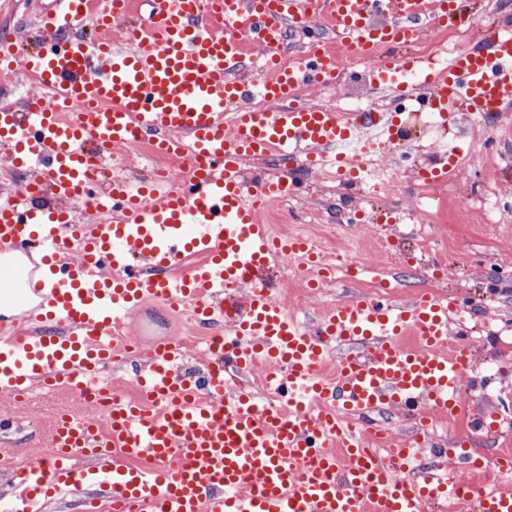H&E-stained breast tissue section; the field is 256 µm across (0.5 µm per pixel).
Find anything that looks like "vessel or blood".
I'll list each match as a JSON object with an SVG mask.
<instances>
[{
  "mask_svg": "<svg viewBox=\"0 0 512 512\" xmlns=\"http://www.w3.org/2000/svg\"><path fill=\"white\" fill-rule=\"evenodd\" d=\"M155 3L144 22L134 18L139 0H54L35 49L0 42V71L34 75L40 88L0 108V151L30 173L0 198V277L22 301L18 320L0 326V398L63 389L86 408L52 419L47 453L18 470L8 501L42 512L92 480L109 512H424L450 496L464 512H512V486L460 480L480 458L424 464L415 430L393 435L385 455L368 447L376 413L467 416L468 328L451 331L447 302L422 291L343 301L298 323L273 294L274 262L296 257L295 275L312 289L316 257L302 237H273L260 213L300 183L243 176L247 161L271 152L308 171L334 159L357 175L362 164L335 155L338 142L373 154L383 125L387 142L407 141L379 112L349 118L293 104L300 87L347 84L358 62L369 90L394 92L396 111L414 104L444 130L466 111L512 109V33L482 35L444 65L409 50L427 34L421 18L445 25L458 0ZM253 52L265 64L257 83L242 77ZM258 89L262 112L247 106ZM145 136L180 156L190 177L116 174V151ZM448 157L423 171V188L447 180ZM86 200L106 219L75 221ZM149 304L201 321L230 315L231 339L208 342L204 366L183 373L185 346L143 321ZM134 317L136 401L103 379ZM405 335L415 348L400 345ZM334 346L343 353L327 375ZM258 367L284 397L277 410L224 385L226 373Z\"/></svg>",
  "mask_w": 512,
  "mask_h": 512,
  "instance_id": "b4317fda",
  "label": "vessel or blood"
}]
</instances>
